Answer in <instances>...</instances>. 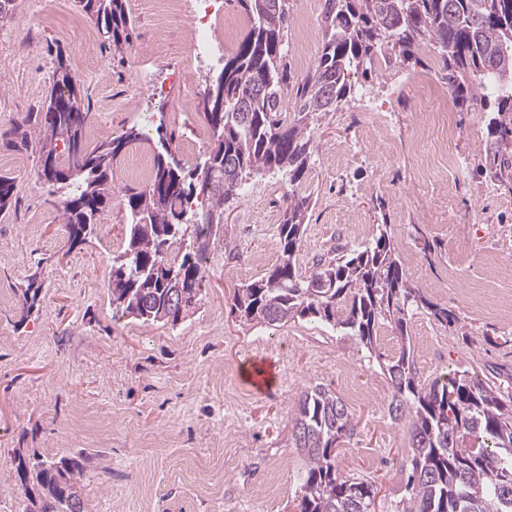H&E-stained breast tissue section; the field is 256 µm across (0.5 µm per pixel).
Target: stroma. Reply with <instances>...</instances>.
I'll use <instances>...</instances> for the list:
<instances>
[{
  "label": "stroma",
  "mask_w": 512,
  "mask_h": 512,
  "mask_svg": "<svg viewBox=\"0 0 512 512\" xmlns=\"http://www.w3.org/2000/svg\"><path fill=\"white\" fill-rule=\"evenodd\" d=\"M127 3L135 29L119 50L104 44L75 0H16L0 26V158L22 160L7 170L17 196L0 213V512L23 508L19 452L81 459L86 512H298L305 459L290 413L315 383L344 398L354 418L337 464L372 483L376 512H395L408 470L406 430L389 415V383L375 357L311 319L261 327L232 310L235 289L278 259L287 183L251 178L225 209L226 246L210 255L202 300L178 326L114 317L110 258L123 246L131 168L152 154L161 124L180 139L186 167L212 144L203 104H186L191 89H206L213 62L187 59L184 23L160 20L155 0ZM324 4L290 0L285 112L321 53ZM64 29L94 37L81 45L61 37ZM61 61L88 99L96 131L88 145L133 125L149 135L114 161L112 203L70 253L60 197L37 181L35 151L13 135L49 98ZM185 66L193 85L170 82ZM444 75L430 50L406 69L378 59L370 74L349 72L348 101L311 129L315 151L299 186L311 208L297 269L306 274L336 249L366 245L377 225H388L407 278L458 317L449 327L423 313L411 319L420 379L467 370L512 396V320L493 309L494 298L512 296V263L484 271L488 255L512 256V193L483 169L488 112L460 110ZM366 100L387 129L365 124ZM452 154L463 161L453 172ZM452 198L460 207L451 218ZM32 275L42 285L40 309L26 317L18 291ZM253 361L272 364L266 389L249 382Z\"/></svg>",
  "instance_id": "obj_1"
}]
</instances>
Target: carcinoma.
Segmentation results:
<instances>
[{"instance_id": "cac0c4a2", "label": "carcinoma", "mask_w": 512, "mask_h": 512, "mask_svg": "<svg viewBox=\"0 0 512 512\" xmlns=\"http://www.w3.org/2000/svg\"><path fill=\"white\" fill-rule=\"evenodd\" d=\"M77 2L109 44L120 49L131 43L133 19L125 0ZM238 2L254 24L224 61V111L205 112L213 146L204 162L189 170L178 155L158 151L150 182L125 191L129 223L125 246L112 256L113 313L180 324L202 300L209 255L224 245V205L240 198L247 179L279 173L290 187L278 225L279 260L235 291V312L256 325L325 322L375 355L388 376L390 416L406 428L409 472L396 512H512V398L504 399L467 370L421 382L411 354L410 320L422 310L448 327L456 314L408 280L388 225H377L367 245L336 251L304 277L296 269L310 207V197L298 190L314 151L308 129L350 95L345 73L378 56L391 69L408 67L429 47L444 60L448 87L467 111L488 99L487 82L512 77V0H325L322 51L298 86L291 117L281 107L289 0ZM258 85L262 93L256 96ZM91 119L79 84L61 62L43 111L27 113L13 131L34 145L39 163L53 161L58 168L53 180L40 172L37 178L50 193L61 194L70 251L94 234L112 202V162L130 144L147 139L132 126L91 148L84 140ZM488 133L485 170L509 186L511 103H497ZM15 188V178L0 175V212L11 207ZM40 295L37 277L28 279L19 299L24 314L36 309ZM385 324L400 341L391 355L377 351ZM291 425L306 462L299 512H374L373 484L336 466V448L354 430L344 401L320 384L310 386L295 404ZM15 472L23 512H84L79 461L33 462L20 455Z\"/></svg>"}]
</instances>
